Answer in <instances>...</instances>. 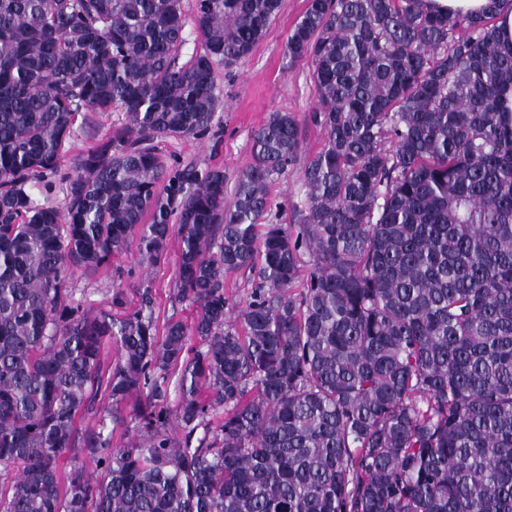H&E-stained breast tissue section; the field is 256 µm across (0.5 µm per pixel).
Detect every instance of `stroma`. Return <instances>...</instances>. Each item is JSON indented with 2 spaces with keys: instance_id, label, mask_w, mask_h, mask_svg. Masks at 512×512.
<instances>
[{
  "instance_id": "35a3bbf8",
  "label": "stroma",
  "mask_w": 512,
  "mask_h": 512,
  "mask_svg": "<svg viewBox=\"0 0 512 512\" xmlns=\"http://www.w3.org/2000/svg\"><path fill=\"white\" fill-rule=\"evenodd\" d=\"M306 5L307 0H284L280 14L249 59L230 68L216 66L215 80L223 91L224 102L215 114L212 132L197 138L168 137L156 142L158 154L166 161L199 168L221 167L227 184L231 185L249 165L253 135L271 113L293 114L300 124L302 149L286 177L271 188L285 223L292 221L305 201L304 166L323 143L322 132L307 121L315 101L311 63H292L283 54L284 42ZM124 123V113L117 111L80 114L65 144V165L51 182L33 183V195L64 206L69 179L83 155L120 130ZM179 255L180 239L175 235L170 238L165 259L154 265L143 261L137 241H130L127 251L113 258L111 265L93 274L80 270L70 273L72 298L91 313L107 311L119 315L147 310L160 329L171 319L193 323L197 308L182 298L176 287ZM147 295L152 298L148 305L143 302ZM76 428L82 435L105 430L116 448L136 433L135 422L126 417L101 422L95 406L79 413Z\"/></svg>"
}]
</instances>
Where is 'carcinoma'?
<instances>
[{
    "label": "carcinoma",
    "instance_id": "cac0c4a2",
    "mask_svg": "<svg viewBox=\"0 0 512 512\" xmlns=\"http://www.w3.org/2000/svg\"><path fill=\"white\" fill-rule=\"evenodd\" d=\"M501 2L450 17L308 0L284 55L311 60L323 145L283 224L270 187L301 149L292 114L255 132L230 202L224 169L154 145L210 130L216 65L249 57L283 0H196L201 48L182 64V0H0V512H512ZM114 109L125 125L80 160L65 208L35 199L77 114ZM174 229L193 324L159 335L140 311L68 304L65 269L110 264L135 233L156 264ZM243 269L258 282L233 315L224 279ZM174 367L175 409L158 411ZM100 393L105 418L146 395L138 432L122 448L98 432L83 450L100 472L62 474Z\"/></svg>",
    "mask_w": 512,
    "mask_h": 512
}]
</instances>
